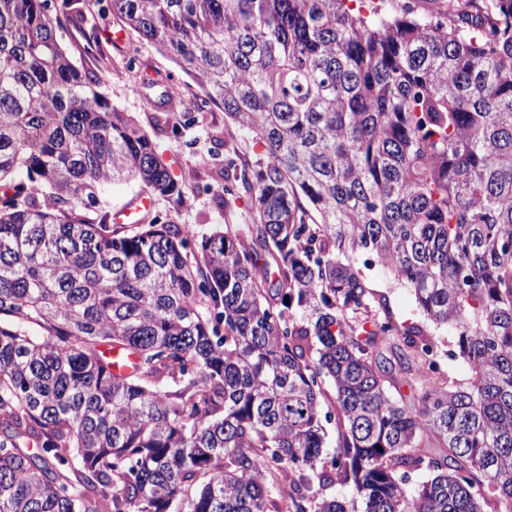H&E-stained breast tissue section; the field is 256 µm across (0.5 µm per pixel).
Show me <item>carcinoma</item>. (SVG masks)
<instances>
[{
  "mask_svg": "<svg viewBox=\"0 0 512 512\" xmlns=\"http://www.w3.org/2000/svg\"><path fill=\"white\" fill-rule=\"evenodd\" d=\"M103 1L263 147L244 227L112 223L182 186L57 39ZM355 2L0 0V512H512V0ZM377 289L386 292L389 296L391 313L395 320H418V311L413 296L404 288H389V284L382 277L376 278Z\"/></svg>",
  "mask_w": 512,
  "mask_h": 512,
  "instance_id": "cac0c4a2",
  "label": "carcinoma"
}]
</instances>
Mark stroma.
Here are the masks:
<instances>
[{"label": "stroma", "mask_w": 512, "mask_h": 512, "mask_svg": "<svg viewBox=\"0 0 512 512\" xmlns=\"http://www.w3.org/2000/svg\"><path fill=\"white\" fill-rule=\"evenodd\" d=\"M118 31L123 32L116 17L93 8L82 18L62 20L57 38L71 51L77 66L101 76L112 105L132 115L151 136L175 179H186L181 196L156 199L153 216L190 227L199 236L218 225L248 223L245 201L227 209L217 205L224 179L214 167L212 155L217 149L215 132L224 126L223 112L216 109L197 114L193 125L173 134V115L191 109L196 84L135 34L123 32V40L114 42L112 35ZM174 80L188 91L176 103L165 99Z\"/></svg>", "instance_id": "stroma-1"}]
</instances>
